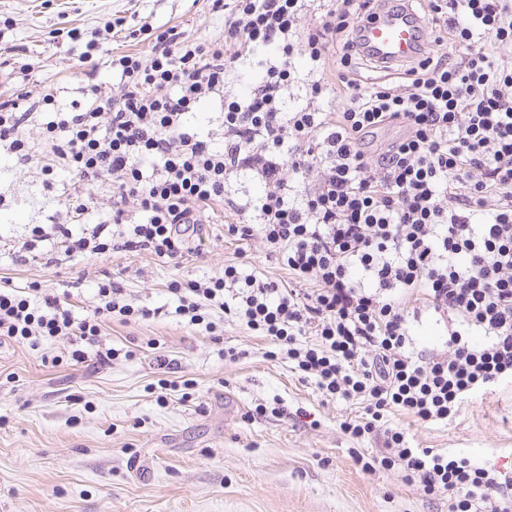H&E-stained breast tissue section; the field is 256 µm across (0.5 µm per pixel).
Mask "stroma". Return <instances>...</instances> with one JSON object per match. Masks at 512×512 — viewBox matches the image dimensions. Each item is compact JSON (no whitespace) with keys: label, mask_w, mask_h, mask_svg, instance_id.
Here are the masks:
<instances>
[{"label":"stroma","mask_w":512,"mask_h":512,"mask_svg":"<svg viewBox=\"0 0 512 512\" xmlns=\"http://www.w3.org/2000/svg\"><path fill=\"white\" fill-rule=\"evenodd\" d=\"M119 16L134 30L174 26L207 37L224 28L206 0H0V94L21 89L35 101L52 92L68 109L80 97L76 63L85 36ZM74 27L82 39L67 37ZM76 190L67 172L48 179L39 166L17 165L0 151V283L67 293L79 314L109 275L137 304L168 310L170 281L221 273L240 256L269 277L288 278L259 241L226 235L233 218L219 206L205 214L203 254L177 267L147 253L17 261L12 246L32 225L68 223L63 200ZM78 191L88 203L82 222L108 217L109 184ZM105 339L121 355L97 370L71 365L65 340L41 354L0 344V512H448L447 498L424 495L398 471L362 470L352 449L380 455L381 439L341 430L358 406L324 399L286 360L268 357L267 341L240 326L225 324L218 344L204 327L168 313L109 324ZM133 344L139 355L125 359ZM230 347L237 360L224 359ZM158 350L194 381L191 391L159 393ZM46 355L61 364L43 363ZM260 404L267 414L256 413ZM389 420L413 447L458 452L512 472L510 386L470 400L448 423L420 424L399 413Z\"/></svg>","instance_id":"stroma-1"}]
</instances>
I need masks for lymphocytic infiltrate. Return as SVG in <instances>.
<instances>
[{
	"label": "lymphocytic infiltrate",
	"mask_w": 512,
	"mask_h": 512,
	"mask_svg": "<svg viewBox=\"0 0 512 512\" xmlns=\"http://www.w3.org/2000/svg\"><path fill=\"white\" fill-rule=\"evenodd\" d=\"M426 44L377 75L359 43L376 0H329L301 27L310 0H210L222 35L170 27L151 40V59L113 55L118 94L102 92L89 39L77 62L81 99L43 123L50 147L36 159L19 138L31 117L27 95L0 100V148L44 175L64 167L78 183L110 182L108 220L73 231L33 226L16 245L24 261L50 251L85 259L146 252L183 262L190 239L205 243L203 214L234 215L228 235L260 240L288 272L274 280L248 264H225L202 281H172L174 316L209 334L233 322L292 362L329 400L361 405L343 421L359 439L383 432L378 463L448 512H512V476L470 457L411 447L386 425L399 412L447 423L461 406L512 384V68L495 50L512 46V0H415ZM307 62L305 106L288 112L296 56ZM258 79L247 95L225 93L243 62ZM342 109L323 108L332 99ZM223 111L220 136L187 120L205 102ZM397 137L376 142L382 129ZM258 196L239 195L243 178ZM102 283L82 316L40 288L0 287V341L42 350L67 338L71 361L111 364L104 329L162 316ZM443 323L442 348L414 349L423 317ZM363 469L375 461L355 452Z\"/></svg>",
	"instance_id": "f902f5d3"
}]
</instances>
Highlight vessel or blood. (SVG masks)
<instances>
[{"label": "vessel or blood", "mask_w": 512, "mask_h": 512, "mask_svg": "<svg viewBox=\"0 0 512 512\" xmlns=\"http://www.w3.org/2000/svg\"><path fill=\"white\" fill-rule=\"evenodd\" d=\"M406 0H380L376 16L363 23L361 42L382 64L411 59L425 38V24L405 7Z\"/></svg>", "instance_id": "b4317fda"}]
</instances>
